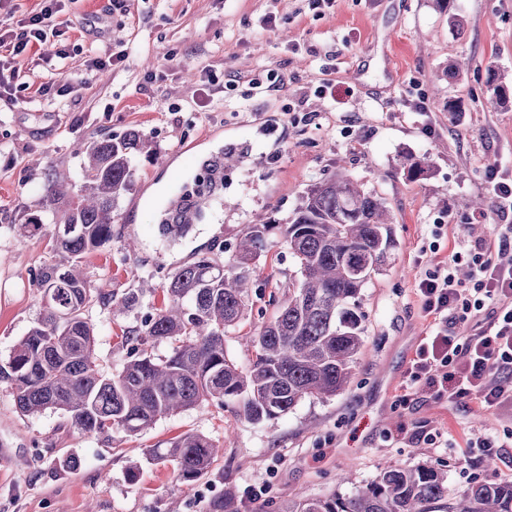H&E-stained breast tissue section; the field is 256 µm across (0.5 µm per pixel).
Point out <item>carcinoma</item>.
I'll return each instance as SVG.
<instances>
[{
	"label": "carcinoma",
	"mask_w": 512,
	"mask_h": 512,
	"mask_svg": "<svg viewBox=\"0 0 512 512\" xmlns=\"http://www.w3.org/2000/svg\"><path fill=\"white\" fill-rule=\"evenodd\" d=\"M490 91L499 104L512 99V89L499 78L491 79ZM142 154L157 155L146 134H107L75 149L82 158L80 183L51 168L36 174L39 210L20 229L53 226L51 248L59 260L45 265L38 278L42 293H54V301L0 363V382L11 387L19 411L60 410L84 434L120 430L136 436L162 416L210 402L236 400L246 419L261 422L287 414L305 397L343 391L364 345L358 295L387 266L395 247L384 199L344 166L310 184L285 222L247 225L228 260L202 254L180 268L166 288L167 301L125 333L122 344L130 353L122 370L106 374L99 368L86 312L97 303L130 311L147 289L117 297L92 287L81 266L87 255L112 243L118 202L132 189ZM232 162L230 151L203 162L213 174L206 194L171 207L163 233L182 236L202 218ZM402 166L412 181L430 170L426 159L413 155ZM273 229L298 261L301 282L251 334L255 359L242 369L224 352V332L246 320L250 281ZM163 340L176 345L157 357L149 347ZM216 453L207 437L185 434L156 449L155 458L170 462L179 482L193 483ZM446 496L447 478L436 469L389 465L349 495L286 503L282 512H431ZM449 512H512V484L467 486Z\"/></svg>",
	"instance_id": "obj_1"
}]
</instances>
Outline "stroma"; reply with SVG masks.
I'll use <instances>...</instances> for the list:
<instances>
[{"instance_id": "obj_1", "label": "stroma", "mask_w": 512, "mask_h": 512, "mask_svg": "<svg viewBox=\"0 0 512 512\" xmlns=\"http://www.w3.org/2000/svg\"><path fill=\"white\" fill-rule=\"evenodd\" d=\"M275 17V27L264 26ZM464 21L463 28L453 19ZM61 40L68 77L52 76V44L18 57L17 91L0 97V361L7 360L38 318L44 301L35 283L54 259L46 240L19 226L36 208L47 166L79 180L76 143L131 129L150 136L159 160L141 158L135 188L120 199L110 249L86 257L93 287L123 295L150 284L134 310L95 306L102 371L128 360L124 330L152 312L174 273L223 246L232 253L244 227L284 218L307 185L339 167L385 199L396 246L388 266L360 295L364 347L344 391L307 397L290 412L254 423L234 405L210 403L158 419L137 436L76 430L67 414L25 415L0 382V512H210L225 490L233 512H278L281 503L348 493L387 465H428L443 472L449 496L474 483H512V405L489 410L478 400L427 393L400 404L407 370L429 322L418 282L454 245L492 238L497 204L485 168L512 176V104L497 106L490 74L512 80V0H64ZM119 56L105 73L88 70L92 54ZM166 68L164 78L150 71ZM277 73L278 88L251 81ZM56 82L57 109H41L39 89ZM332 85L329 94L320 86ZM424 101L426 112L413 109ZM457 102L459 122L447 105ZM234 149L224 169V203L208 210L186 237L159 231L174 186L192 182L201 162ZM427 158V178L397 168L403 155ZM136 252L125 249L127 239ZM257 263L243 326L224 335V350L248 367L246 335L268 321L272 299L299 284L295 258L279 232ZM498 435L500 448L466 447L474 433ZM185 433L216 446L207 473L176 482L171 464L152 460ZM453 436V449L430 444ZM73 456L75 470L59 459Z\"/></svg>"}]
</instances>
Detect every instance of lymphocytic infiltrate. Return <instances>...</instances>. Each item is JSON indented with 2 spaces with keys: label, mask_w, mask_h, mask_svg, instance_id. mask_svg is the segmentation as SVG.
Returning a JSON list of instances; mask_svg holds the SVG:
<instances>
[{
  "label": "lymphocytic infiltrate",
  "mask_w": 512,
  "mask_h": 512,
  "mask_svg": "<svg viewBox=\"0 0 512 512\" xmlns=\"http://www.w3.org/2000/svg\"><path fill=\"white\" fill-rule=\"evenodd\" d=\"M61 0H41L38 11L0 28V59H16L28 48L59 36ZM498 243L477 240L451 250L417 286L429 332L408 371L409 394L436 398H476L492 409L512 401V224L495 227ZM467 267V279L458 276ZM489 310L485 329L466 338L449 332V320L466 323Z\"/></svg>",
  "instance_id": "obj_1"
}]
</instances>
